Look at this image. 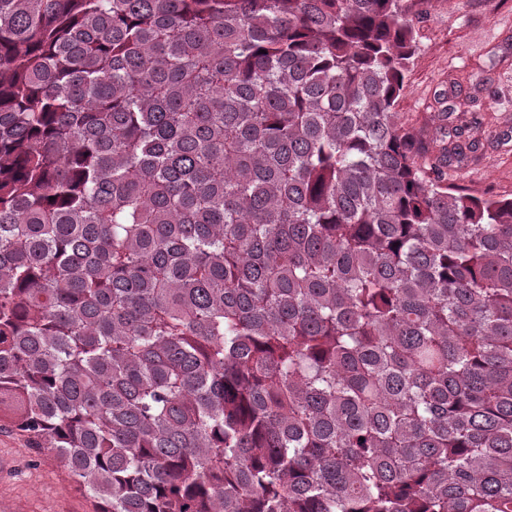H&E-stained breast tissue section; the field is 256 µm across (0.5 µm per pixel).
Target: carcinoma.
Listing matches in <instances>:
<instances>
[{
	"mask_svg": "<svg viewBox=\"0 0 512 512\" xmlns=\"http://www.w3.org/2000/svg\"><path fill=\"white\" fill-rule=\"evenodd\" d=\"M436 0H0V427L93 512H512V196L396 111Z\"/></svg>",
	"mask_w": 512,
	"mask_h": 512,
	"instance_id": "obj_1",
	"label": "carcinoma"
}]
</instances>
